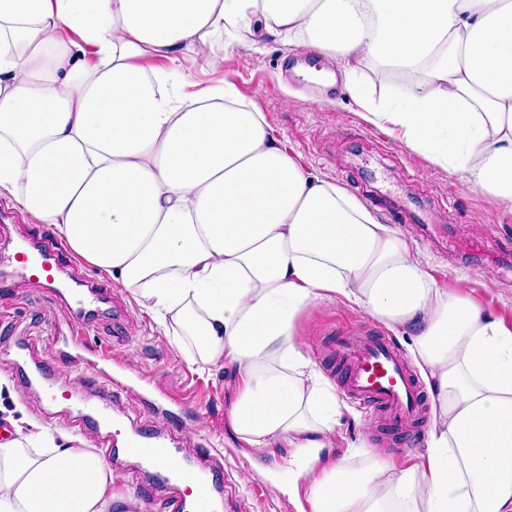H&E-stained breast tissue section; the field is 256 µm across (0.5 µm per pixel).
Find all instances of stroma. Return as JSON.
Returning a JSON list of instances; mask_svg holds the SVG:
<instances>
[{
    "instance_id": "35a3bbf8",
    "label": "stroma",
    "mask_w": 512,
    "mask_h": 512,
    "mask_svg": "<svg viewBox=\"0 0 512 512\" xmlns=\"http://www.w3.org/2000/svg\"><path fill=\"white\" fill-rule=\"evenodd\" d=\"M302 65L336 67L335 61L272 43L262 52L246 46L230 49L223 76L264 113L272 132L300 164L344 186L382 223L402 231L437 288L468 297L512 327V211L500 207L488 192L464 186L458 175L407 148L396 134L366 123L359 115L360 105L341 84L325 87L307 81L297 72ZM358 71L377 101L413 89L409 77L385 72L370 61L359 64ZM54 235L52 227L36 223L9 197H0V375L9 383L8 390L0 392V428L6 412L19 408L91 452L95 434L89 430L73 434L55 414L67 405L63 390L93 392L84 371L88 353L76 347L66 331L75 279L95 282L99 276L70 251L65 257L71 265L63 269L62 283L22 281L11 275L10 259L20 242ZM97 310L91 339L111 351L106 370L125 378L124 387L112 392L102 431L131 435L145 420L143 399L148 387H156L155 402L165 413V428L181 458L191 464L201 449L220 451L223 512H298L286 486L287 449L257 453L227 426L236 393L231 371L189 365L183 355L188 338L164 333L121 285H113L109 302ZM53 326L59 336L51 344L47 336ZM300 326L309 334L313 360L330 378L340 364L338 343L357 328L388 336L400 350L408 348L409 339L400 330L340 299L309 308ZM19 336L44 338L46 356L56 361L53 385L22 389L6 362ZM371 419L358 407L345 414L338 441L318 451L315 468L340 456L347 442L363 432L369 433L368 444L377 455L408 463L409 452L421 447L429 422L421 417L411 432L392 437ZM257 483L267 486L259 499L253 494Z\"/></svg>"
}]
</instances>
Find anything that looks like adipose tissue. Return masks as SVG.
I'll list each match as a JSON object with an SVG mask.
<instances>
[{"label": "adipose tissue", "mask_w": 512, "mask_h": 512, "mask_svg": "<svg viewBox=\"0 0 512 512\" xmlns=\"http://www.w3.org/2000/svg\"><path fill=\"white\" fill-rule=\"evenodd\" d=\"M335 60L362 118L512 210V0H0V195L127 288L188 363L230 368L227 420L300 457L347 409L299 329L343 297L403 328L430 392L420 461L366 441L309 475L311 512H512V329L437 288L409 242L300 165L224 80L186 59L257 30ZM423 70L375 102L355 67ZM0 512H112L110 462L15 421Z\"/></svg>", "instance_id": "adipose-tissue-1"}]
</instances>
